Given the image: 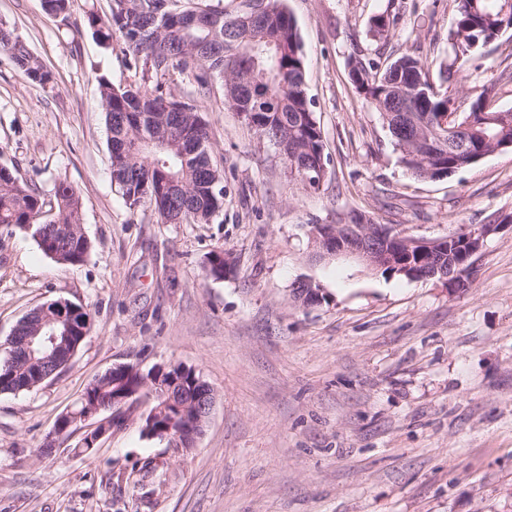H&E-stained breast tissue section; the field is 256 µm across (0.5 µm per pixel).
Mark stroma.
Instances as JSON below:
<instances>
[{
	"mask_svg": "<svg viewBox=\"0 0 512 512\" xmlns=\"http://www.w3.org/2000/svg\"><path fill=\"white\" fill-rule=\"evenodd\" d=\"M306 90L330 156L319 190L292 181L279 151L224 105V87L172 70L166 86L194 100L224 168V209L210 224H164L126 204L111 178L99 80L142 85L121 34L101 44L89 15L110 0H0L51 74L32 81L0 55V166L56 216L59 181L81 202L92 248L79 267L0 228V344L36 306H88L92 329L41 387L0 393V512H512V150L440 179L406 171L379 114L349 79L351 60L422 59L433 82L449 62L453 0H286ZM399 15L380 36L374 19ZM468 111L483 88L512 108V30L446 82ZM355 212L436 239L497 225L467 287L408 279L352 259L312 256L309 225ZM223 248L232 271L207 278ZM325 302L303 309L295 281ZM175 361L216 399L194 448L142 436V392L123 427L92 455L85 433L39 448L89 383L118 363Z\"/></svg>",
	"mask_w": 512,
	"mask_h": 512,
	"instance_id": "35a3bbf8",
	"label": "stroma"
}]
</instances>
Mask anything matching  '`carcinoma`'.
Returning a JSON list of instances; mask_svg holds the SVG:
<instances>
[{
  "mask_svg": "<svg viewBox=\"0 0 512 512\" xmlns=\"http://www.w3.org/2000/svg\"><path fill=\"white\" fill-rule=\"evenodd\" d=\"M455 16L448 34L452 61L446 77L463 71L471 46L484 45L512 29V0H454ZM102 43L120 33L132 55L142 59L143 73L152 83L141 87H116L106 78L99 80L100 96L110 131L112 181L134 208L143 203L154 206L165 224H209L224 207V172L212 163L208 133L197 105L181 101L165 89L162 78L172 68L199 67L197 81L206 85L219 80L224 86L225 104L239 113L259 136L277 146L291 177L310 189H318L327 175L330 158L320 125L305 88V64L301 39L285 0H240L232 12L221 7H187L181 0H111L105 17L89 16ZM0 54H6L35 82L50 81V73L29 51L14 31L0 24ZM350 78L367 104L382 118L401 162L420 177L419 163L411 152L422 150L430 125L448 111V95L431 92L429 68L420 58L405 54L385 68L374 62L351 66ZM467 118L473 133L467 143L443 142L440 153L448 172L472 166V154H491L512 144V110L487 108V91L470 104ZM176 180L186 191L178 203L167 196V184ZM57 219L52 224L39 220L44 200L20 183L6 168H0V226L32 238L42 252L56 262L82 265L91 243L81 224L80 202L73 188L64 182L55 188ZM224 249L207 257L208 275L221 280L229 273ZM46 313L33 309L15 326V337L6 340L0 357V393H19L41 386L66 366V358L48 362L20 358L25 338L33 335V324ZM91 331V313L76 306L67 350H78ZM117 383L109 371L94 380V401L113 407L109 424L125 423L122 408L112 406V397L134 392L141 369ZM180 394L182 416L170 423L169 416L142 419L141 434L153 437L167 427L176 431L198 420L195 408L196 379L200 374L173 370Z\"/></svg>",
  "mask_w": 512,
  "mask_h": 512,
  "instance_id": "1",
  "label": "carcinoma"
}]
</instances>
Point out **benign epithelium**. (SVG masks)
I'll return each instance as SVG.
<instances>
[{
    "label": "benign epithelium",
    "instance_id": "obj_1",
    "mask_svg": "<svg viewBox=\"0 0 512 512\" xmlns=\"http://www.w3.org/2000/svg\"><path fill=\"white\" fill-rule=\"evenodd\" d=\"M462 116L448 110L440 119V128L454 139L460 132H470ZM499 229L497 224H481L463 235L426 240L409 234L398 224H368L354 219L343 224H316L309 231L319 258H352L371 268L392 266L410 278H439L456 288L468 283L466 273L452 271L442 262L449 251L460 252L470 260L482 248L484 239ZM320 289L310 279L296 282L293 298L309 307L318 302Z\"/></svg>",
    "mask_w": 512,
    "mask_h": 512
}]
</instances>
